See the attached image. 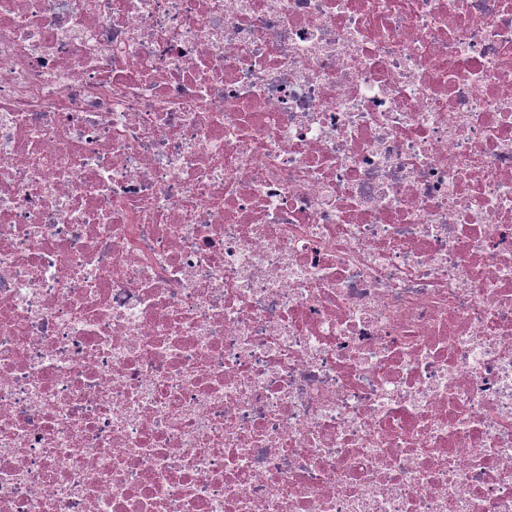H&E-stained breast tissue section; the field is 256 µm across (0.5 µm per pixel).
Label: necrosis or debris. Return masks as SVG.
Wrapping results in <instances>:
<instances>
[{
  "instance_id": "necrosis-or-debris-1",
  "label": "necrosis or debris",
  "mask_w": 512,
  "mask_h": 512,
  "mask_svg": "<svg viewBox=\"0 0 512 512\" xmlns=\"http://www.w3.org/2000/svg\"><path fill=\"white\" fill-rule=\"evenodd\" d=\"M0 512H512V0H0Z\"/></svg>"
}]
</instances>
